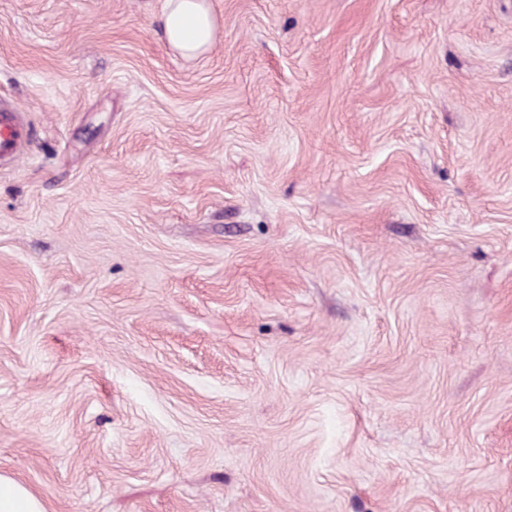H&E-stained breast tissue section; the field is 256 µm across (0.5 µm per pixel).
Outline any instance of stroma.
I'll use <instances>...</instances> for the list:
<instances>
[{"label":"stroma","instance_id":"obj_1","mask_svg":"<svg viewBox=\"0 0 512 512\" xmlns=\"http://www.w3.org/2000/svg\"><path fill=\"white\" fill-rule=\"evenodd\" d=\"M0 0V475L47 512H512V0ZM161 32L171 47L192 56L210 45L213 22L201 0H168ZM28 138L29 131L23 123L19 108L1 103L0 100V160L18 158Z\"/></svg>","mask_w":512,"mask_h":512}]
</instances>
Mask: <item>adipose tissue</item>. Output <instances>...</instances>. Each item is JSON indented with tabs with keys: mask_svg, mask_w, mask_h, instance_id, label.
Listing matches in <instances>:
<instances>
[{
	"mask_svg": "<svg viewBox=\"0 0 512 512\" xmlns=\"http://www.w3.org/2000/svg\"><path fill=\"white\" fill-rule=\"evenodd\" d=\"M161 32L171 47L192 56L210 45L213 22L202 0H168Z\"/></svg>",
	"mask_w": 512,
	"mask_h": 512,
	"instance_id": "1",
	"label": "adipose tissue"
}]
</instances>
